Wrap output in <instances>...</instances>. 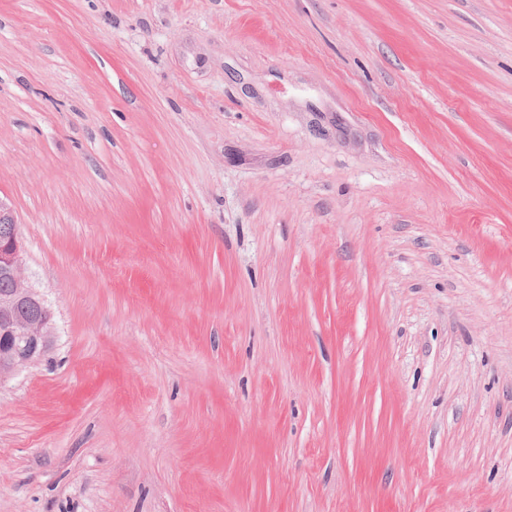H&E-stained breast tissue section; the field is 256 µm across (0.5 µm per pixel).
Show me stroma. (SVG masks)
<instances>
[{"instance_id":"obj_1","label":"stroma","mask_w":512,"mask_h":512,"mask_svg":"<svg viewBox=\"0 0 512 512\" xmlns=\"http://www.w3.org/2000/svg\"><path fill=\"white\" fill-rule=\"evenodd\" d=\"M0 199V512H512V0H0ZM0 223V268L13 282L0 275V294L5 293L0 295V381L3 382L44 356L54 323L53 312L44 297L23 276L21 241L18 235L13 236L18 233V224L13 209L1 199ZM27 305L38 308V314L24 316L21 311Z\"/></svg>"}]
</instances>
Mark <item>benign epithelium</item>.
<instances>
[{
	"label": "benign epithelium",
	"instance_id": "7a95c632",
	"mask_svg": "<svg viewBox=\"0 0 512 512\" xmlns=\"http://www.w3.org/2000/svg\"><path fill=\"white\" fill-rule=\"evenodd\" d=\"M0 270L13 282L11 292L0 295V381L17 370L38 362L53 336V312L44 297L23 276L19 236L0 240ZM38 308L35 316L22 309Z\"/></svg>",
	"mask_w": 512,
	"mask_h": 512
}]
</instances>
